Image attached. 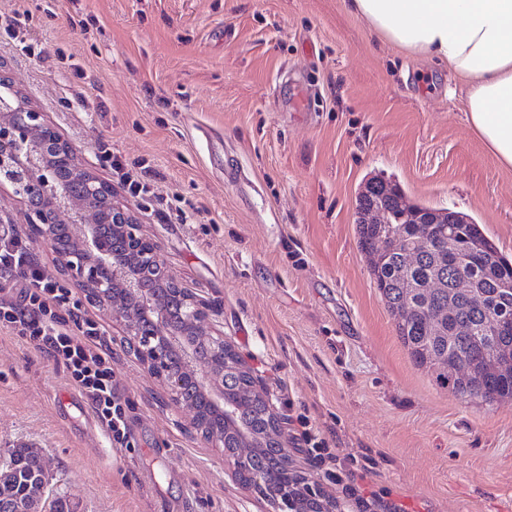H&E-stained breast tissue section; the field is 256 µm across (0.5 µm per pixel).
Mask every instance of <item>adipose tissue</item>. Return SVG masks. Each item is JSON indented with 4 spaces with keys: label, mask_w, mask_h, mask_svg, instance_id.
I'll list each match as a JSON object with an SVG mask.
<instances>
[{
    "label": "adipose tissue",
    "mask_w": 512,
    "mask_h": 512,
    "mask_svg": "<svg viewBox=\"0 0 512 512\" xmlns=\"http://www.w3.org/2000/svg\"><path fill=\"white\" fill-rule=\"evenodd\" d=\"M392 46L447 65L466 89L470 127L512 170V0H348Z\"/></svg>",
    "instance_id": "1"
}]
</instances>
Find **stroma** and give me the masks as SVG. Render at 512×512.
<instances>
[{
    "mask_svg": "<svg viewBox=\"0 0 512 512\" xmlns=\"http://www.w3.org/2000/svg\"><path fill=\"white\" fill-rule=\"evenodd\" d=\"M21 12V38L7 31ZM0 73L85 166L142 169L128 196L177 279L220 311L324 491L298 415L407 512H512V401L464 400L416 367L358 247L374 177L466 213L512 260V170L469 126L447 68L397 50L344 0H0ZM185 219H178L177 210ZM131 444L111 446L67 372L0 329V452L34 443L68 512H266L224 451L183 428L109 316ZM108 159L110 160V167L112 171H114L119 177L120 183L128 189V191L137 196L141 192L148 191V186L145 183H141L138 179L135 178L134 175L130 173L127 169L126 163L122 160L121 156L112 155L110 153L107 154Z\"/></svg>",
    "mask_w": 512,
    "mask_h": 512,
    "instance_id": "obj_1",
    "label": "stroma"
}]
</instances>
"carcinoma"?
I'll return each instance as SVG.
<instances>
[{
  "mask_svg": "<svg viewBox=\"0 0 512 512\" xmlns=\"http://www.w3.org/2000/svg\"><path fill=\"white\" fill-rule=\"evenodd\" d=\"M357 198L358 244L367 259L376 288L393 316L399 340L413 363L457 397L465 395L491 404L512 399V364L499 362L495 351L512 349V335L496 336L490 318L512 323V263L472 218L452 225L453 245L438 224L425 219L433 209L407 201L399 185L373 179ZM383 211L382 223L365 215ZM462 251L470 259L467 276L484 298L473 310L468 291L448 287V252ZM225 397L238 405L240 426L253 439V467L241 470L243 485L254 484L255 472L265 473L268 493L294 482L288 455L275 443L265 403L246 375L226 368ZM44 456L26 446L7 450L0 462V512H17L18 504L35 497L42 484Z\"/></svg>",
  "mask_w": 512,
  "mask_h": 512,
  "instance_id": "1",
  "label": "carcinoma"
}]
</instances>
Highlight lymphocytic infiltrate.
Listing matches in <instances>:
<instances>
[{
	"label": "lymphocytic infiltrate",
	"instance_id": "1",
	"mask_svg": "<svg viewBox=\"0 0 512 512\" xmlns=\"http://www.w3.org/2000/svg\"><path fill=\"white\" fill-rule=\"evenodd\" d=\"M0 326L63 367L88 398L111 444L129 447L126 411L113 380L104 327L78 312L71 289L60 284L29 242L14 232L0 238ZM299 425V440L314 467L341 485L351 512H370L375 499L365 496L363 486L372 477L371 469L340 456L307 418H300Z\"/></svg>",
	"mask_w": 512,
	"mask_h": 512
}]
</instances>
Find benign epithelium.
<instances>
[{
	"instance_id": "7a95c632",
	"label": "benign epithelium",
	"mask_w": 512,
	"mask_h": 512,
	"mask_svg": "<svg viewBox=\"0 0 512 512\" xmlns=\"http://www.w3.org/2000/svg\"><path fill=\"white\" fill-rule=\"evenodd\" d=\"M60 167L72 173L75 185L55 183ZM1 192L24 203L27 236L52 251L58 269L89 304L112 316L129 354L162 381L170 405L188 413L189 432L213 448L224 447V426L236 420L235 405L224 398L225 362L250 377L251 368L224 337L215 310L183 287L161 259L132 207L86 170L77 148L17 92L12 99L0 96ZM146 282L175 289L185 307L182 325L171 323L170 311L146 292ZM200 341L212 347L206 360L196 353ZM190 386L204 396V408L184 396ZM224 455L234 471L248 467L251 440L241 439ZM304 494L315 500L313 512H336V501L317 484L307 485Z\"/></svg>"
}]
</instances>
